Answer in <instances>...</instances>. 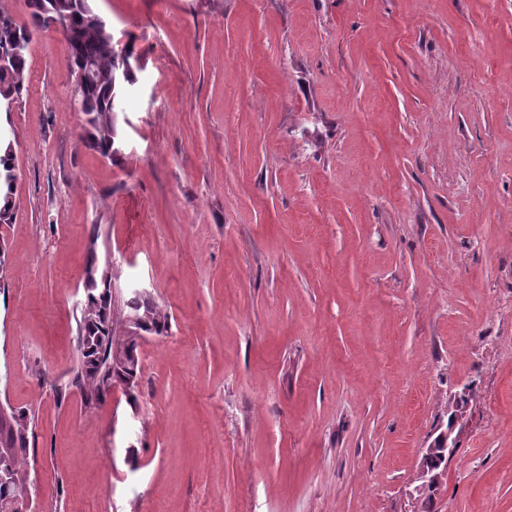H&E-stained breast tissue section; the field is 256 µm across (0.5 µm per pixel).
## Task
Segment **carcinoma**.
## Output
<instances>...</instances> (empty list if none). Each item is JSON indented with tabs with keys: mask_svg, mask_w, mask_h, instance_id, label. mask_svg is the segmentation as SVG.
Wrapping results in <instances>:
<instances>
[{
	"mask_svg": "<svg viewBox=\"0 0 512 512\" xmlns=\"http://www.w3.org/2000/svg\"><path fill=\"white\" fill-rule=\"evenodd\" d=\"M29 21L17 22L8 10L0 8V115L10 114L22 99L28 83V55L34 36L52 28L64 18L74 63L91 64L90 82L73 92L83 116V144L112 159L121 151L117 139V107L124 85L134 83L129 66L132 50L114 40L112 30L97 14L89 0H25ZM16 154L12 142L0 139V223L9 224L17 189ZM84 298L77 336L78 361L71 370V386L88 407L105 400L113 387L137 386L140 374L139 334L168 332L169 317L146 293L134 295L118 309L112 301V272L99 268L91 255L85 269ZM125 328L121 345L125 361H114L116 324ZM11 422L0 420V469L11 479L0 482V512H15L11 504L31 494L28 477L30 438L34 419L30 412L9 411Z\"/></svg>",
	"mask_w": 512,
	"mask_h": 512,
	"instance_id": "cac0c4a2",
	"label": "carcinoma"
}]
</instances>
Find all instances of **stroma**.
Returning <instances> with one entry per match:
<instances>
[{"instance_id": "1", "label": "stroma", "mask_w": 512, "mask_h": 512, "mask_svg": "<svg viewBox=\"0 0 512 512\" xmlns=\"http://www.w3.org/2000/svg\"><path fill=\"white\" fill-rule=\"evenodd\" d=\"M91 5L134 50L121 152L79 142L38 34L0 228V403L34 418L35 512H512V0ZM93 250L170 329L133 395L87 408Z\"/></svg>"}]
</instances>
